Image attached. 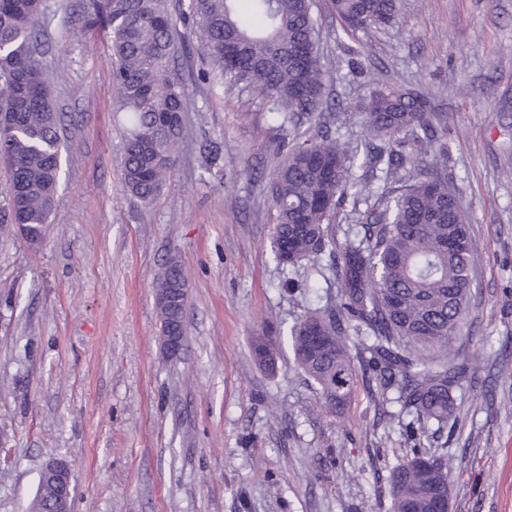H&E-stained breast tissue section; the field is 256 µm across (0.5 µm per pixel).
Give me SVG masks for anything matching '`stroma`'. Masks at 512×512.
<instances>
[{
  "label": "stroma",
  "mask_w": 512,
  "mask_h": 512,
  "mask_svg": "<svg viewBox=\"0 0 512 512\" xmlns=\"http://www.w3.org/2000/svg\"><path fill=\"white\" fill-rule=\"evenodd\" d=\"M85 0H44L41 67L62 118L61 172L42 239L0 227V512H27L50 459L67 460L74 512H388L408 446L358 383L328 413L294 363L291 326L336 281L288 293L267 191L292 143L249 89L193 94L209 60L195 34L175 64L190 90L169 187L123 190L121 113L104 32ZM328 94L356 140L373 77L427 95L448 185L470 217L473 297L452 347L481 354L453 396L462 417L425 444L454 461L450 512H512V0H402L394 24L337 37L313 0ZM188 286L187 334L167 357L153 286L170 258ZM275 324L276 373L252 336Z\"/></svg>",
  "instance_id": "stroma-1"
}]
</instances>
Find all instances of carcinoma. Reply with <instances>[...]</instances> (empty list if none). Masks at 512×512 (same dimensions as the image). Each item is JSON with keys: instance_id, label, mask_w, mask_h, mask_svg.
<instances>
[{"instance_id": "cac0c4a2", "label": "carcinoma", "mask_w": 512, "mask_h": 512, "mask_svg": "<svg viewBox=\"0 0 512 512\" xmlns=\"http://www.w3.org/2000/svg\"><path fill=\"white\" fill-rule=\"evenodd\" d=\"M237 0H188L175 13L169 0H86L85 26L109 35L115 110L124 113L120 156L127 193L152 201L171 179L183 135L186 91L173 76L178 24L193 28L211 69L195 93L210 92L212 74L254 90L279 129L315 124L312 140L292 143L269 182L272 246L279 264L307 261L331 271L335 305H317L290 328L297 367L318 387L329 411L345 408L359 376L371 395L399 410L392 420L412 446L391 467V512H434L448 494V454L425 447L454 415L453 391L481 363L448 357L468 312L473 250L468 217L448 187L444 166L418 157L445 151L433 130L430 102L411 89L377 85L363 105L364 134L352 143L325 121L327 74L311 0H251L242 18ZM345 35L393 24L399 0H332ZM41 0H0V162L10 173L0 224H25L42 238L54 205L61 139L58 115L38 60ZM305 57L299 67L293 54ZM379 175L373 190L355 167ZM352 202L354 239L338 250L332 238L338 208ZM329 254L330 263L318 259ZM187 287L172 258L155 292ZM188 295L158 308L160 333H186ZM278 337L267 329L251 340L259 366L276 369ZM409 421H404V418Z\"/></svg>"}]
</instances>
